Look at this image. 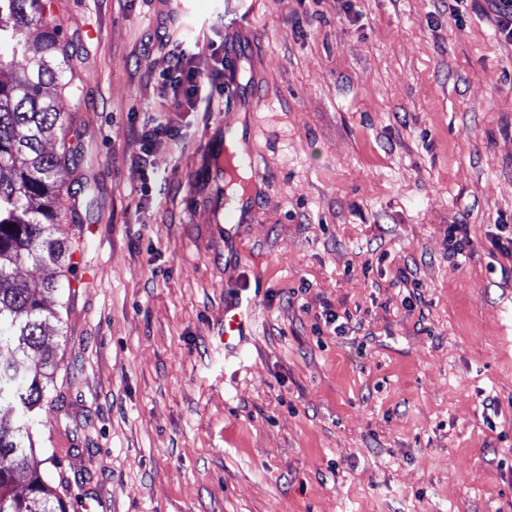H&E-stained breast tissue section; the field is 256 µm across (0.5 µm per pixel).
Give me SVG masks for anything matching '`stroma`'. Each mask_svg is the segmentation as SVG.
<instances>
[{
    "instance_id": "1",
    "label": "stroma",
    "mask_w": 512,
    "mask_h": 512,
    "mask_svg": "<svg viewBox=\"0 0 512 512\" xmlns=\"http://www.w3.org/2000/svg\"><path fill=\"white\" fill-rule=\"evenodd\" d=\"M50 0L74 249L32 439L68 512H512V44L479 0ZM239 45L241 95L137 130ZM251 196L224 222V132ZM472 244L448 248V227ZM422 301L409 307L402 278ZM255 294L224 351V308ZM354 333L316 332L326 306ZM166 137L171 140L177 138L176 130L170 126L168 123L157 122L150 128L143 130L140 134V139L142 142L141 152L142 155L138 157L137 161V169L142 176L145 188L151 191L152 186L160 184V175L158 171L155 170L154 160L152 159V146L156 139Z\"/></svg>"
}]
</instances>
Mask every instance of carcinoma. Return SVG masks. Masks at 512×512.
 <instances>
[{
	"label": "carcinoma",
	"mask_w": 512,
	"mask_h": 512,
	"mask_svg": "<svg viewBox=\"0 0 512 512\" xmlns=\"http://www.w3.org/2000/svg\"><path fill=\"white\" fill-rule=\"evenodd\" d=\"M41 0H0V71L18 56L29 67L9 81L0 79V413L21 418L15 432L0 430V512H67L66 503L34 460L29 421L46 400L51 374L31 368L32 354L55 367L49 321L56 316L51 296L61 292L53 277L33 291L19 270L49 264L69 267L68 236L58 223L65 152L47 150L65 132L62 97L49 89L66 86V48L55 31L30 39L42 24ZM27 481L15 491L16 478Z\"/></svg>",
	"instance_id": "1"
}]
</instances>
